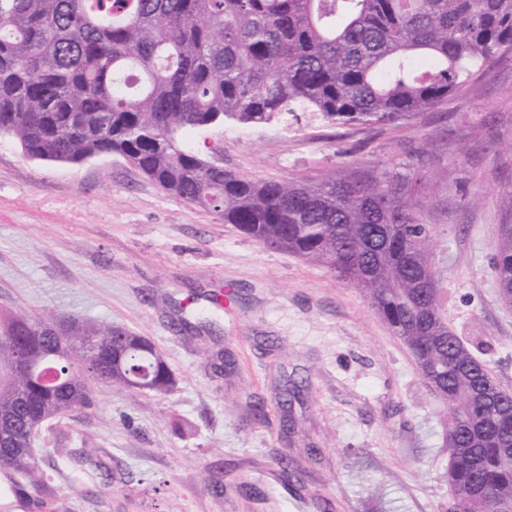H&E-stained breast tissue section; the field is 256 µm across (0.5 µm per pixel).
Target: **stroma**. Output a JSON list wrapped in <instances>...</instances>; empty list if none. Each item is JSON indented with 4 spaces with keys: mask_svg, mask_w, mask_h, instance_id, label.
Masks as SVG:
<instances>
[{
    "mask_svg": "<svg viewBox=\"0 0 512 512\" xmlns=\"http://www.w3.org/2000/svg\"><path fill=\"white\" fill-rule=\"evenodd\" d=\"M188 145L256 179L414 168L448 327L512 393V303L494 268L499 226L512 224V58L391 124L305 112L228 121ZM225 288L231 311L212 309ZM0 312L122 327L147 337L176 379L167 394L93 384L90 407L38 428L54 512L448 510V408L364 294L119 155L41 161L0 137ZM287 455L304 482L282 479Z\"/></svg>",
    "mask_w": 512,
    "mask_h": 512,
    "instance_id": "obj_1",
    "label": "stroma"
}]
</instances>
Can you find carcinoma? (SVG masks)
Returning <instances> with one entry per match:
<instances>
[{"label": "carcinoma", "instance_id": "cac0c4a2", "mask_svg": "<svg viewBox=\"0 0 512 512\" xmlns=\"http://www.w3.org/2000/svg\"><path fill=\"white\" fill-rule=\"evenodd\" d=\"M512 54V0H0V136L37 160L117 154L162 189L362 290L448 405L449 506L512 507V395L448 328L418 178L389 165L311 183L213 166L184 135L312 112L373 126L428 110ZM495 270L512 301V224ZM0 476L51 512L31 448L93 382L175 379L154 345L72 313L0 322Z\"/></svg>", "mask_w": 512, "mask_h": 512}]
</instances>
